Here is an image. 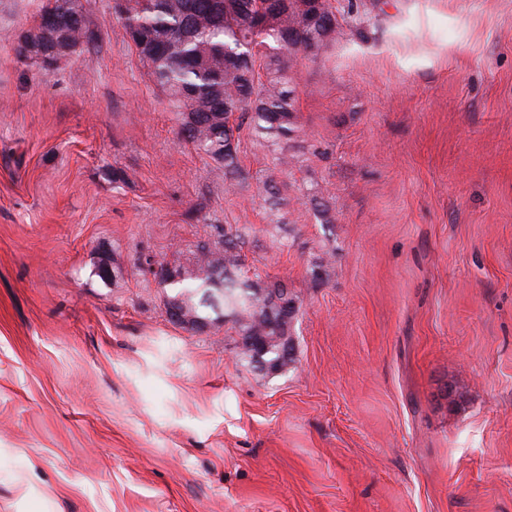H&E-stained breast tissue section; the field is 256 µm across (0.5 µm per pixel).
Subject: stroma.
Returning a JSON list of instances; mask_svg holds the SVG:
<instances>
[{"mask_svg":"<svg viewBox=\"0 0 512 512\" xmlns=\"http://www.w3.org/2000/svg\"><path fill=\"white\" fill-rule=\"evenodd\" d=\"M112 5L46 70L0 0V512H512V0H367L231 191ZM230 228L282 369L142 270Z\"/></svg>","mask_w":512,"mask_h":512,"instance_id":"35a3bbf8","label":"stroma"}]
</instances>
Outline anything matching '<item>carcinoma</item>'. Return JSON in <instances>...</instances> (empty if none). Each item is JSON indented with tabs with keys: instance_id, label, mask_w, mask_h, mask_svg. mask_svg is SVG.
<instances>
[{
	"instance_id": "obj_1",
	"label": "carcinoma",
	"mask_w": 512,
	"mask_h": 512,
	"mask_svg": "<svg viewBox=\"0 0 512 512\" xmlns=\"http://www.w3.org/2000/svg\"><path fill=\"white\" fill-rule=\"evenodd\" d=\"M126 31L135 35L138 56L177 112L180 126L191 127L188 141L224 163V182L243 177L238 165L240 131L248 126L286 140L299 131L295 87L284 58L312 52L336 28L323 23L333 14L331 0H114ZM367 4L348 0L343 15L355 31L362 28ZM82 0H48L40 20L62 21L84 15ZM265 60V79L255 82L247 59ZM240 235L224 233L219 248L202 246L188 267L176 268V293L169 305L184 310L190 325L203 323L209 308L233 324L241 353L285 367L281 342L290 322L271 315L282 283L263 288L240 272Z\"/></svg>"
}]
</instances>
